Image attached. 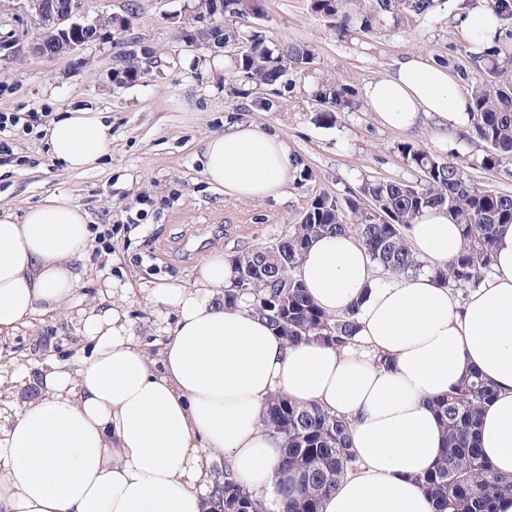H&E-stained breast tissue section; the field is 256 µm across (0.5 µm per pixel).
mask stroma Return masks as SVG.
<instances>
[{"label": "stroma", "instance_id": "stroma-1", "mask_svg": "<svg viewBox=\"0 0 512 512\" xmlns=\"http://www.w3.org/2000/svg\"><path fill=\"white\" fill-rule=\"evenodd\" d=\"M188 0H85L89 17L127 18V32L104 30L100 39L54 59L25 53L33 18L17 9L0 16V113H40L33 126L10 127L13 155L0 159V206L21 215L48 196L61 195L84 209L92 224H112L111 251L89 254L80 283L84 300L99 297L106 282L126 286L124 308L137 341L153 345L173 317L146 301L151 281L188 283L199 262L213 253L234 256L284 237L318 195L342 198L366 179L414 181L417 173L398 146L409 142L454 157L481 188L512 194V161L497 169L476 166L485 147L466 130L441 134L429 118L408 129L385 126L367 106V82L391 71L410 52L448 60L461 92L478 72L472 45L459 25L456 0H446L421 21L399 29L381 27L354 39L339 36L313 13L309 0H263L262 25L277 39L308 46L314 68L293 73L270 111L238 97L231 65L215 68L207 50L187 48L180 38ZM145 51L140 78L114 85L108 79L118 55ZM320 79L354 87L357 105L325 114L311 90ZM100 113L112 128V147L91 169L65 171L47 152L43 128L67 110ZM238 124H255L285 140L294 159L313 178L292 183L280 200L240 201L211 186L201 173L200 147ZM67 320L40 323L0 341V351L29 349L35 340L54 346L53 361L77 364L80 340L67 337Z\"/></svg>", "mask_w": 512, "mask_h": 512}]
</instances>
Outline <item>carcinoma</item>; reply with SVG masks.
<instances>
[{
    "label": "carcinoma",
    "instance_id": "obj_1",
    "mask_svg": "<svg viewBox=\"0 0 512 512\" xmlns=\"http://www.w3.org/2000/svg\"><path fill=\"white\" fill-rule=\"evenodd\" d=\"M443 0H309L315 14L330 20L342 37L370 33L379 26L399 28L428 16ZM500 23L490 48L474 43L479 77L469 94L472 133L486 144L480 160L486 170L512 160V0H481ZM199 15L258 19L262 0H194ZM184 36L208 42L219 36L236 45L231 55L233 74L241 78L238 94L249 97L254 89L288 86V75L312 69L314 54L305 46L273 39L260 24L242 31L191 25ZM139 65L128 57L116 85L138 79ZM355 91L339 80H321L316 101L341 110L353 104ZM399 152L420 172L415 182L367 180L345 203L318 195L306 208L304 222L278 241V249H255L233 257L237 279L224 289V307L241 305L253 310L290 342L316 339L344 346L354 339L356 308L336 315L320 310L296 275L309 241L315 237L350 233L366 249L373 263L396 276H411L427 263L412 250L407 231L428 209H442L461 227L464 244L459 254L434 276L453 288L478 285L491 270L492 251L499 228L512 224V195L484 190L470 179L463 165L449 157L403 143ZM494 389L472 370L432 402L446 433L445 452L435 467L421 477L436 512H495L499 495L512 494V478L499 476L478 452L477 430L483 404ZM263 423L282 444L278 484L281 512H318L323 494L336 489L352 469L349 422L318 405H303L278 396L266 405ZM210 512H270L218 463Z\"/></svg>",
    "mask_w": 512,
    "mask_h": 512
}]
</instances>
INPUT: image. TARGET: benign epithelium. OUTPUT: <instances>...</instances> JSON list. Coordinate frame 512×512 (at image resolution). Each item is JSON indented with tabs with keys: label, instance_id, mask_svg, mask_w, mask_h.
I'll use <instances>...</instances> for the list:
<instances>
[{
	"label": "benign epithelium",
	"instance_id": "benign-epithelium-1",
	"mask_svg": "<svg viewBox=\"0 0 512 512\" xmlns=\"http://www.w3.org/2000/svg\"><path fill=\"white\" fill-rule=\"evenodd\" d=\"M21 7L35 21L26 46L32 57L75 52L99 37L96 21L85 19L81 0H23Z\"/></svg>",
	"mask_w": 512,
	"mask_h": 512
}]
</instances>
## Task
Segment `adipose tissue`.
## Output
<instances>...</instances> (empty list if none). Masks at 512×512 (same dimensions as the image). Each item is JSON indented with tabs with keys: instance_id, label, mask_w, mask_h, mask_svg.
Segmentation results:
<instances>
[{
	"instance_id": "1",
	"label": "adipose tissue",
	"mask_w": 512,
	"mask_h": 512,
	"mask_svg": "<svg viewBox=\"0 0 512 512\" xmlns=\"http://www.w3.org/2000/svg\"><path fill=\"white\" fill-rule=\"evenodd\" d=\"M365 98L392 128L423 113L444 129L468 124V97L421 54L366 84ZM44 136L72 172L92 168L112 143L110 126L85 110L66 112ZM203 157L207 180L237 199L281 198L296 173L287 143L255 125L209 138ZM408 235L436 265L463 247L459 226L437 209ZM92 243L87 213L69 199L49 197L21 217L0 211V336L72 307ZM298 276L327 314L357 304L352 344H291L252 311L219 305L236 278L220 253L191 283L147 288L146 300L174 315L157 353L133 338L112 292L87 303L79 331L91 349L76 366L0 374V512H207L220 459L275 510L282 448L262 413L279 394L352 424L357 465L319 512H433L418 482L444 448L430 402L469 369L496 389L482 410L480 452L512 477V224L496 238L490 273L462 299L426 271L379 276L348 233L312 239Z\"/></svg>"
}]
</instances>
